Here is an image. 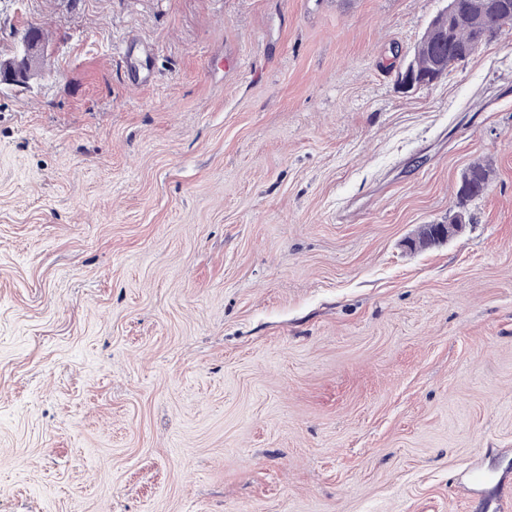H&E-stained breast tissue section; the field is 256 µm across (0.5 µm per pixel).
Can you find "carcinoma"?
Returning <instances> with one entry per match:
<instances>
[{"mask_svg":"<svg viewBox=\"0 0 512 512\" xmlns=\"http://www.w3.org/2000/svg\"><path fill=\"white\" fill-rule=\"evenodd\" d=\"M452 5L439 13L428 26L415 50L414 72L437 78L467 60L482 36L496 38L506 26L512 27V0H451ZM462 180L469 188L457 191L458 207L450 219L466 221L461 211L465 202L482 196L490 182L489 169L475 162Z\"/></svg>","mask_w":512,"mask_h":512,"instance_id":"1","label":"carcinoma"}]
</instances>
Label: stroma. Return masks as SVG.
Returning a JSON list of instances; mask_svg holds the SVG:
<instances>
[{"label":"stroma","mask_w":512,"mask_h":512,"mask_svg":"<svg viewBox=\"0 0 512 512\" xmlns=\"http://www.w3.org/2000/svg\"><path fill=\"white\" fill-rule=\"evenodd\" d=\"M445 5L0 0V512L512 494V31L406 86ZM41 40L36 30H25L19 40L15 55L0 60V84L24 85L32 66L39 61L36 49ZM463 181H465L467 185L472 184V189L470 187L464 189L462 186ZM489 182V169L480 162L471 164L464 172L457 191L458 208H464L465 202L482 196L486 192Z\"/></svg>","instance_id":"stroma-1"}]
</instances>
